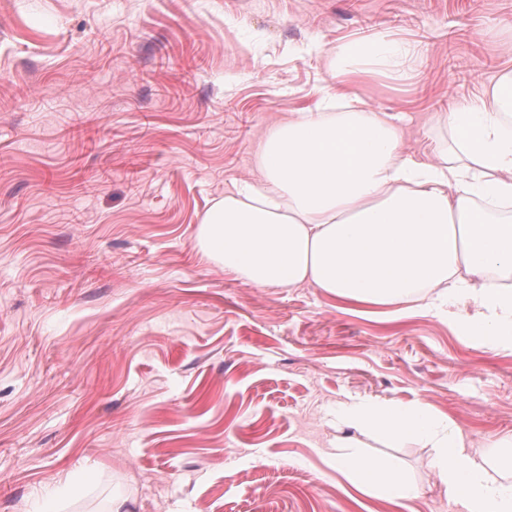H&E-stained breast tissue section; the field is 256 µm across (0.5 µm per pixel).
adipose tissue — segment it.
Segmentation results:
<instances>
[{"label":"adipose tissue","mask_w":512,"mask_h":512,"mask_svg":"<svg viewBox=\"0 0 512 512\" xmlns=\"http://www.w3.org/2000/svg\"><path fill=\"white\" fill-rule=\"evenodd\" d=\"M408 55L379 37L337 53V77L355 62L400 75ZM296 112L259 151L262 178L241 182L204 216L200 252L258 288L309 285L362 307L414 305L456 324L462 339L512 347V71L492 94L448 114V146L434 159L405 153L391 115L360 106ZM472 314L456 312L459 304ZM336 468L360 493L398 508L419 486L358 449L367 435L431 448L430 467L459 512H512V434L474 450L448 415L424 403L352 401L335 413Z\"/></svg>","instance_id":"obj_1"}]
</instances>
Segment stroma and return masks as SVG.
Here are the masks:
<instances>
[{"label": "stroma", "mask_w": 512, "mask_h": 512, "mask_svg": "<svg viewBox=\"0 0 512 512\" xmlns=\"http://www.w3.org/2000/svg\"><path fill=\"white\" fill-rule=\"evenodd\" d=\"M383 34L405 74L350 92L423 159L512 69V0H0V512H393L325 454L351 398L512 434V350L256 288L196 246L337 49ZM361 453L419 485L412 512H457L430 449Z\"/></svg>", "instance_id": "35a3bbf8"}]
</instances>
